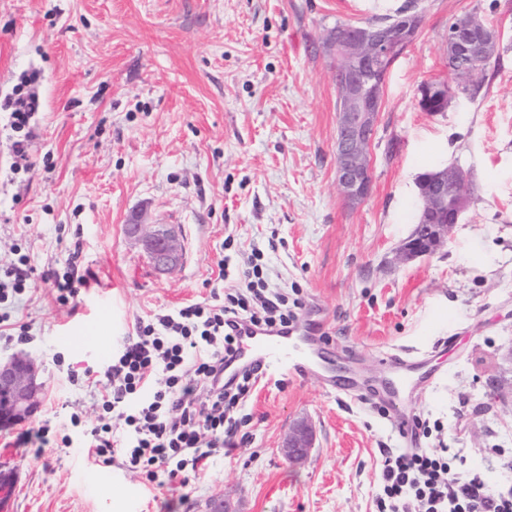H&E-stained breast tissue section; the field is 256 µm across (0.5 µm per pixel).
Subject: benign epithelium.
Instances as JSON below:
<instances>
[{"mask_svg":"<svg viewBox=\"0 0 512 512\" xmlns=\"http://www.w3.org/2000/svg\"><path fill=\"white\" fill-rule=\"evenodd\" d=\"M418 14H398L391 23L339 26L329 30L323 42L326 53L336 60V90L339 102L336 129V184L350 206L370 195L373 175L368 155L372 147L382 96L390 67L410 41L406 31L419 29ZM486 37L484 28L469 31L466 38L449 32L456 55L473 58L476 45ZM422 224L400 252L403 260L434 253L444 246L466 208L468 193L463 171L442 169L418 185ZM126 236L149 255L160 274L174 270L182 259L178 230L170 224L126 225ZM44 398L36 363L25 356L0 362V426L31 417ZM313 445L312 427L305 421L293 425L281 448L292 465L304 463Z\"/></svg>","mask_w":512,"mask_h":512,"instance_id":"benign-epithelium-1","label":"benign epithelium"}]
</instances>
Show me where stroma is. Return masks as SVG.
Returning a JSON list of instances; mask_svg holds the SVG:
<instances>
[{"label": "stroma", "instance_id": "stroma-1", "mask_svg": "<svg viewBox=\"0 0 512 512\" xmlns=\"http://www.w3.org/2000/svg\"><path fill=\"white\" fill-rule=\"evenodd\" d=\"M414 5L419 32L394 61L371 151L369 198L336 185V22L374 23ZM476 12L500 33V63L476 98L425 112L418 89L448 76V25ZM37 109L28 159L8 121L22 75ZM462 169L468 206L435 253L399 262L414 228L418 176ZM180 227L183 256L157 273L128 240L132 216ZM270 288L298 290L322 320L337 365L379 384L383 352L431 354L436 376L411 409L438 424L456 468L512 486V0H0V275L24 254L35 288L0 305V361L35 360L46 397L0 430L13 472L5 512H375L383 451L402 442L381 412L341 399L319 378L281 376L248 399L245 442L183 488L104 464L79 447L71 414L92 422L84 376L100 369L95 323L120 341L138 318L223 291L218 264L252 250ZM50 268L97 279L58 304ZM315 445L289 465V427ZM49 425L41 456L18 446ZM72 447H63V436Z\"/></svg>", "mask_w": 512, "mask_h": 512}]
</instances>
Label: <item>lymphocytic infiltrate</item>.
Listing matches in <instances>:
<instances>
[{
	"mask_svg": "<svg viewBox=\"0 0 512 512\" xmlns=\"http://www.w3.org/2000/svg\"><path fill=\"white\" fill-rule=\"evenodd\" d=\"M260 259L255 252L234 269L219 263V279L232 283L225 293L138 319L93 380L98 415L85 430L88 455L121 459L160 487H185L232 444L258 380L250 370L224 376L237 323L285 326L303 309L268 288ZM380 489L376 512H512V489L454 472L444 448L387 452Z\"/></svg>",
	"mask_w": 512,
	"mask_h": 512,
	"instance_id": "f902f5d3",
	"label": "lymphocytic infiltrate"
}]
</instances>
